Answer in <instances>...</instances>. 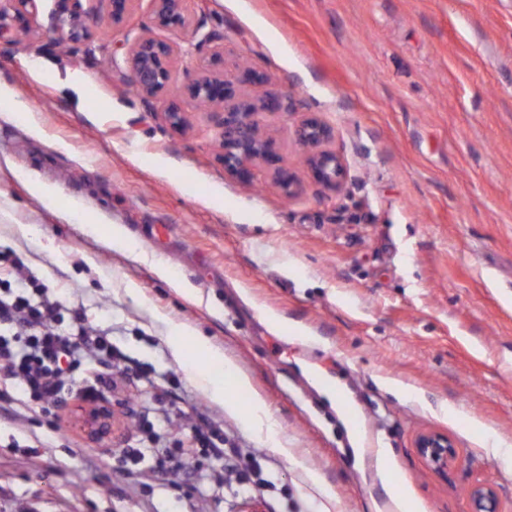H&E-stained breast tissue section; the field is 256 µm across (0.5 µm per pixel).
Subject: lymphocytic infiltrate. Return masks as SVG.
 Masks as SVG:
<instances>
[{"label":"lymphocytic infiltrate","instance_id":"obj_1","mask_svg":"<svg viewBox=\"0 0 512 512\" xmlns=\"http://www.w3.org/2000/svg\"><path fill=\"white\" fill-rule=\"evenodd\" d=\"M109 368L126 369L125 354L106 337L87 329L78 309L50 299L23 258L0 253V379L14 381L20 393L43 411L67 403L65 381L82 371L88 357ZM153 426L141 425L137 447L119 465L150 462L153 470L190 472L195 457L162 448Z\"/></svg>","mask_w":512,"mask_h":512}]
</instances>
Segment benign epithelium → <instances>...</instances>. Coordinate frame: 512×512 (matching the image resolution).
<instances>
[{
	"label": "benign epithelium",
	"mask_w": 512,
	"mask_h": 512,
	"mask_svg": "<svg viewBox=\"0 0 512 512\" xmlns=\"http://www.w3.org/2000/svg\"><path fill=\"white\" fill-rule=\"evenodd\" d=\"M56 15L76 19L82 12V0H55ZM112 24H128L134 17L136 0H108ZM157 22L162 26L188 29L199 44L212 46L211 53L197 78L174 95L170 90L171 65L181 48L156 38L147 31L130 47L126 62L132 82L144 102L161 107L162 117L170 129L182 133L189 126L188 113L182 101L206 107L207 121L215 132L219 152L216 159L224 174L241 185L255 180V170L263 167L288 197H295L301 188L297 176L283 164L274 140L264 123L267 114H289L294 111L291 96L271 98L258 94L255 88L264 83L263 75L248 68L240 78L229 81L216 70L224 65V44L219 37L201 33L194 26L186 8V0H152ZM37 11V0H0V17L10 12L22 18ZM305 153V165L312 180L336 194L344 186L346 169L343 159L325 148L334 138V129L314 113L304 115L295 130ZM112 407L87 408L74 418L79 430L97 431L106 440L112 433ZM416 448L421 458L440 475L459 459L458 449L448 437L428 432L419 436ZM471 512H502L500 503L488 484L475 486L470 495Z\"/></svg>",
	"instance_id": "1"
}]
</instances>
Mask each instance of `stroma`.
<instances>
[{"instance_id":"stroma-1","label":"stroma","mask_w":512,"mask_h":512,"mask_svg":"<svg viewBox=\"0 0 512 512\" xmlns=\"http://www.w3.org/2000/svg\"><path fill=\"white\" fill-rule=\"evenodd\" d=\"M55 8L39 0L24 35L0 21V252L152 367L153 382L127 379L114 410L149 420L167 445L215 422L238 464L258 456L261 473L241 484L205 457L187 478L123 472L114 451L132 446V424L106 447L71 428L70 406L52 428L17 402L0 416V512H395L382 448L419 512H468L483 481L512 512V463L483 446L490 433L512 445V0H207L195 18L223 37L225 77L248 64L264 92L294 100L268 118L302 185L292 199L267 177H226L204 114L180 135L131 92L126 57L144 31L182 48L172 91L209 54L157 26L150 0L124 27L92 0L85 39L61 46ZM19 100L27 115L2 120ZM307 112L335 130L340 194L308 176L294 135ZM30 175L55 198L33 195ZM95 221L122 225L148 262L87 234ZM182 336L221 354L211 371L248 376L235 407L174 360ZM320 377L339 385L354 427ZM172 379L174 421L153 399ZM256 396L290 456L250 424ZM426 432L459 452L447 477L415 448Z\"/></svg>"}]
</instances>
